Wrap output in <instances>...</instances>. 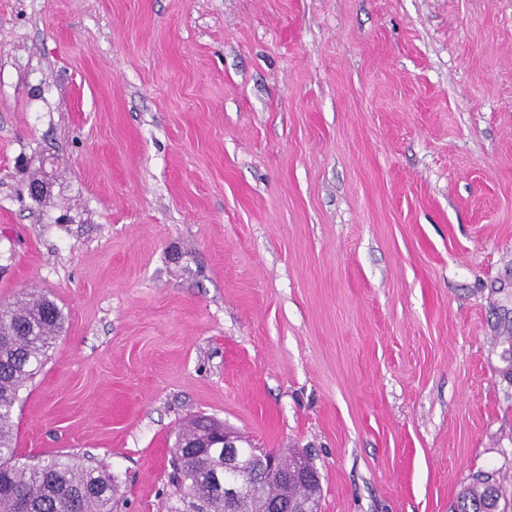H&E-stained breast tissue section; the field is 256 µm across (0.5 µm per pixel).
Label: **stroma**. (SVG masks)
Instances as JSON below:
<instances>
[{
  "label": "stroma",
  "instance_id": "obj_1",
  "mask_svg": "<svg viewBox=\"0 0 512 512\" xmlns=\"http://www.w3.org/2000/svg\"><path fill=\"white\" fill-rule=\"evenodd\" d=\"M34 292L16 453L99 461L114 512H164L199 415L304 451L320 512L512 496V0H0V303ZM504 504L501 507V500ZM506 497L500 485L488 477L465 488L457 501V512H508Z\"/></svg>",
  "mask_w": 512,
  "mask_h": 512
}]
</instances>
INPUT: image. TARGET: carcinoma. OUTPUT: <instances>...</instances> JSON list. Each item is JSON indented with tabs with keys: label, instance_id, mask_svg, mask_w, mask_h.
I'll return each mask as SVG.
<instances>
[{
	"label": "carcinoma",
	"instance_id": "carcinoma-1",
	"mask_svg": "<svg viewBox=\"0 0 512 512\" xmlns=\"http://www.w3.org/2000/svg\"><path fill=\"white\" fill-rule=\"evenodd\" d=\"M61 309L46 296L0 304V512H113L118 492L114 475L92 462L53 456L37 463L22 462L13 445V410L24 384L42 368L60 333ZM207 419L201 417L181 428L175 443L201 437ZM166 512H226L224 505V449L178 448L170 457ZM287 498L319 512L320 484L313 478L288 485V495L274 475L258 489L239 498L233 512H259L265 500ZM500 485L486 478L465 488L457 512H508Z\"/></svg>",
	"mask_w": 512,
	"mask_h": 512
}]
</instances>
